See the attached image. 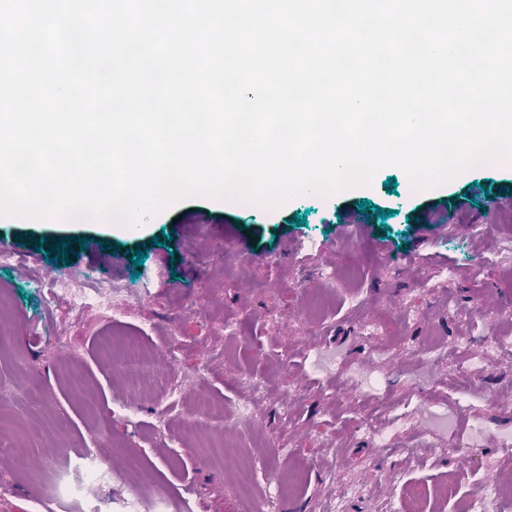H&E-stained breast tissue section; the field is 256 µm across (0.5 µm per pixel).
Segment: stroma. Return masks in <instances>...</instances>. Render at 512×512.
Returning <instances> with one entry per match:
<instances>
[{"instance_id":"35a3bbf8","label":"stroma","mask_w":512,"mask_h":512,"mask_svg":"<svg viewBox=\"0 0 512 512\" xmlns=\"http://www.w3.org/2000/svg\"><path fill=\"white\" fill-rule=\"evenodd\" d=\"M508 187L512 165L500 162L420 190L388 166L369 187L276 208L192 194L143 224L0 218V247L18 257L0 267V429L29 462L19 476L0 461V512H80L89 497L57 484L94 458L105 462L88 475L104 512H256L285 483L294 491L281 512H406L409 483L430 512H464L481 475L512 491V419L497 406L512 400ZM365 200L390 218L343 223ZM27 233L106 247L52 264ZM47 267L127 288L112 302L118 317L51 300ZM104 336L141 346L155 376L176 373L182 399L132 393L98 351ZM241 378L264 387L254 424L237 418ZM205 398L223 401L234 446L218 462L180 438ZM252 457L273 465L246 500L231 479Z\"/></svg>"}]
</instances>
